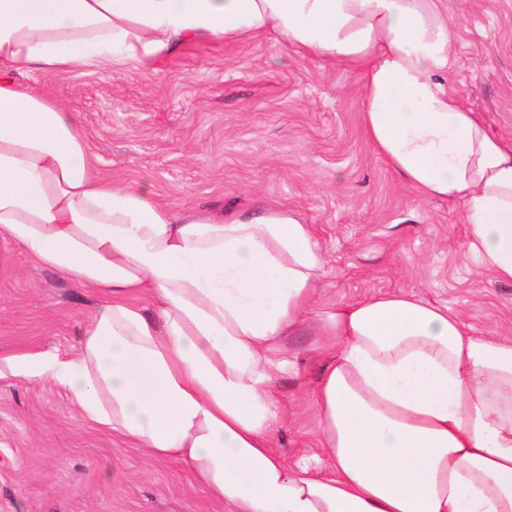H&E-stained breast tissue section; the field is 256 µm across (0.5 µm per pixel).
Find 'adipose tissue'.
<instances>
[{"mask_svg": "<svg viewBox=\"0 0 512 512\" xmlns=\"http://www.w3.org/2000/svg\"><path fill=\"white\" fill-rule=\"evenodd\" d=\"M269 31L363 67L374 149L420 198L457 201L469 254L512 282V149L448 90L443 0H0V240L99 300L75 354L15 374L62 385L224 512H512V337L404 292L321 306L325 260L299 213L173 210L113 182L73 112L27 81L146 71ZM304 330L322 360L324 475L272 439L283 344Z\"/></svg>", "mask_w": 512, "mask_h": 512, "instance_id": "1", "label": "adipose tissue"}]
</instances>
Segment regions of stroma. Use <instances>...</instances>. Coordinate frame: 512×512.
Returning <instances> with one entry per match:
<instances>
[{"instance_id": "stroma-1", "label": "stroma", "mask_w": 512, "mask_h": 512, "mask_svg": "<svg viewBox=\"0 0 512 512\" xmlns=\"http://www.w3.org/2000/svg\"><path fill=\"white\" fill-rule=\"evenodd\" d=\"M456 31L448 89L512 147V0H444ZM31 82L82 125L100 173L179 210L298 211L326 260L321 302L404 291L477 334L512 336V283L466 259L452 199L423 201L388 169L361 122L360 71L275 33L193 44L142 71L108 62ZM95 298L0 241V512H224L175 463L92 426L59 384L10 359L74 354ZM275 385L294 412L273 440L287 463L317 452L321 363L308 336Z\"/></svg>"}]
</instances>
